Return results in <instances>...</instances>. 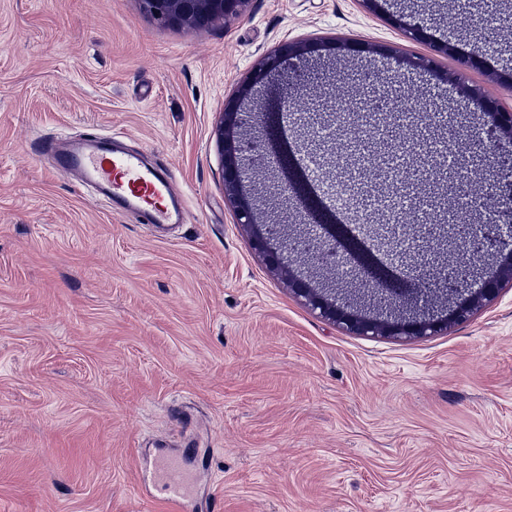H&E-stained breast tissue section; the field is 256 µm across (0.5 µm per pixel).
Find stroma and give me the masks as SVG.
Wrapping results in <instances>:
<instances>
[{"instance_id": "stroma-1", "label": "stroma", "mask_w": 512, "mask_h": 512, "mask_svg": "<svg viewBox=\"0 0 512 512\" xmlns=\"http://www.w3.org/2000/svg\"><path fill=\"white\" fill-rule=\"evenodd\" d=\"M512 0H250L234 18L173 25L141 0H0V512H178L143 471L159 451L183 453L200 500L222 512H512V280L495 301L434 336H357L312 309L255 251L258 226L293 275L350 296L363 275L289 249L316 229L298 202L269 194L276 158L248 172L255 224L237 223L224 194L217 124L224 102L279 43L324 44L307 66L253 86V120L226 130L254 143L335 124L336 101L367 93L366 75L409 100L403 114L352 128L396 130L453 149L427 168L402 206L366 199L370 224H391L401 253L474 266L493 256L420 245L413 199L438 180L467 179L477 198L447 193L446 233L462 213L496 217L501 185L476 136L488 119L456 111L455 84L512 107L498 74L512 53L472 69L429 53L391 16L419 13L433 39L496 26L512 46ZM345 40L396 56L337 50ZM292 96L276 131L264 115ZM118 136L164 165L189 221L165 232L116 214L54 167L43 144Z\"/></svg>"}]
</instances>
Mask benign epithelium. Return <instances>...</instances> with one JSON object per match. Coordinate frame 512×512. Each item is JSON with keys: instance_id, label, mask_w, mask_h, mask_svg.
<instances>
[{"instance_id": "1", "label": "benign epithelium", "mask_w": 512, "mask_h": 512, "mask_svg": "<svg viewBox=\"0 0 512 512\" xmlns=\"http://www.w3.org/2000/svg\"><path fill=\"white\" fill-rule=\"evenodd\" d=\"M146 8L154 15L177 25H197L201 21H209L218 17L232 18L240 15L249 4V0H144ZM392 23L403 27L408 35L419 41L429 38L426 20L411 16L390 17ZM323 45L313 42H290L275 49L267 56L264 63L251 76L250 80L239 91V97L224 103L218 125V147L222 167L224 169V192L235 204L236 220L240 224L254 223V211L250 200L237 195L247 173L258 167L264 158L252 153V149L237 144L224 137V129L240 120L242 98L247 96L251 88L267 79L281 75L283 60L295 59L299 63L306 62L312 54L320 51ZM348 52L373 53L377 50L361 41H345L338 45ZM434 50L445 55H459L466 66L478 67L483 64L488 49L480 43H472L469 50L462 54L459 47L451 41H438ZM379 54L387 57L396 55L392 48H384ZM458 106L477 110L490 119L492 135L483 141L485 155L494 160V167L499 177L505 181L512 180V109L506 110L482 89L465 84L456 87ZM278 162L287 174L286 181L278 186L281 194L298 200L301 206L320 222L324 234L319 237H308L291 243V249L323 258L336 254V243L354 253L362 269L367 273V282L372 284L369 289L357 291V295L349 298H336V295L319 291L291 274L287 267L279 270L288 275V282L296 296L302 298L313 308L345 328L348 332L358 335L383 336H431L448 329L452 323L466 321L475 305L490 302L498 295L502 281L496 277L481 278L469 268L460 266L432 267L415 265L406 272L405 279L416 281L427 291L431 288H443L455 297L457 302L449 310L448 317H417L397 318L393 321H378L362 313L361 300L369 301L379 310L395 309L400 306L404 289L395 287L398 280L385 270L376 256L365 246L349 228L336 219L312 190L305 172L298 167L288 149L278 151ZM498 205L503 207L504 224L491 225L492 233L488 238L469 239L471 225L469 219L460 221L455 226L456 235L462 244L477 248L484 254H492L499 259L502 272L512 277V242L504 238L503 229H512V192H504L498 196Z\"/></svg>"}]
</instances>
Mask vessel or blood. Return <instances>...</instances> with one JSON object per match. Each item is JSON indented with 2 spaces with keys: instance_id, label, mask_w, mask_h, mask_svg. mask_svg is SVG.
<instances>
[{
  "instance_id": "vessel-or-blood-1",
  "label": "vessel or blood",
  "mask_w": 512,
  "mask_h": 512,
  "mask_svg": "<svg viewBox=\"0 0 512 512\" xmlns=\"http://www.w3.org/2000/svg\"><path fill=\"white\" fill-rule=\"evenodd\" d=\"M55 168L79 184L97 186L113 212L135 213L148 226L181 224L189 217L185 195L171 175L149 165L141 151L123 148L116 137L105 135L97 144H77L57 153ZM152 473L162 498L189 512L194 476L180 456H157Z\"/></svg>"
}]
</instances>
